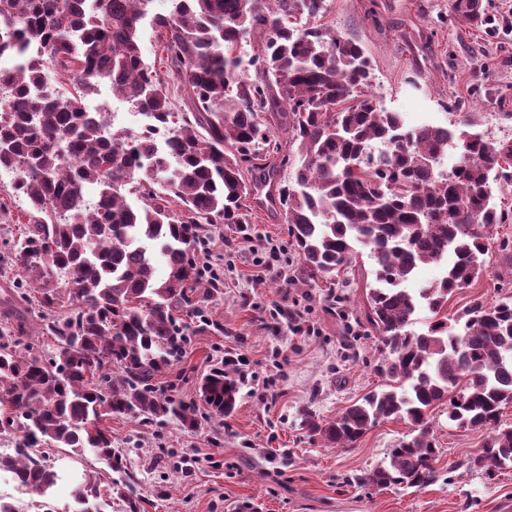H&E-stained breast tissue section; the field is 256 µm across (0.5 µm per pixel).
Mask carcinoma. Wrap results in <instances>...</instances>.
Returning a JSON list of instances; mask_svg holds the SVG:
<instances>
[{
  "label": "carcinoma",
  "instance_id": "1",
  "mask_svg": "<svg viewBox=\"0 0 512 512\" xmlns=\"http://www.w3.org/2000/svg\"><path fill=\"white\" fill-rule=\"evenodd\" d=\"M152 2L0 0V60L12 61L0 66V169L16 174L13 188L32 210L13 251L0 255L19 271L5 296L53 339L48 354L28 322L0 324V434L15 438L0 471L46 497L58 473L36 447L90 448L117 474L109 490L125 512H141L108 421L198 428L195 406L154 380L188 344L178 313L219 327L208 307L221 288L202 280L201 229L250 224L267 204L284 215L301 280L339 275L358 246L375 264L365 318L388 384L332 420L304 413L302 428L353 448L381 422L407 423L388 460L357 481L419 488L435 476L434 413L446 405L448 421L490 430L467 466L490 479L500 462L512 466V428L499 425L512 406V299L448 316L452 296L486 269L490 229L509 219L493 199L512 184V139L405 127L370 96L361 45L320 22L326 0H170L169 13L154 15ZM448 12L463 27L487 21L482 0H448ZM146 24L164 73L143 58ZM248 38L256 49L245 59ZM49 71L70 85L49 88ZM171 76L186 100L181 114L165 88ZM103 82L143 115L141 129L90 110ZM274 123L300 158L286 181ZM451 142L459 161L445 174ZM443 259L439 281L417 294L405 287L419 266ZM422 310L417 333L410 326ZM242 383L220 364L198 395L222 419ZM83 486L76 512H102L90 503L101 497L97 472Z\"/></svg>",
  "mask_w": 512,
  "mask_h": 512
}]
</instances>
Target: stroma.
Returning <instances> with one entry per match:
<instances>
[{"mask_svg": "<svg viewBox=\"0 0 512 512\" xmlns=\"http://www.w3.org/2000/svg\"><path fill=\"white\" fill-rule=\"evenodd\" d=\"M483 4L490 22L479 29L460 27L448 0H327L323 21L363 47L377 101L407 126L465 123L488 138L512 139V0ZM28 210L11 178L0 179V253L29 223ZM205 234L224 267V294L211 305L221 326L201 329L188 320L190 345L157 383L196 400L201 377L228 353L246 360L248 378L231 416L218 420L199 407L193 433L173 422L147 428L130 417L112 420L113 444L127 454L143 512H240L245 503L252 512H512V469L490 479L466 466L487 430L450 425L445 409L435 413L437 472L420 488L357 481L407 434L405 423L379 424L347 449L325 447L303 430L302 410L331 419L384 384L375 370L378 337L364 320L375 269L367 252L353 258L345 285L305 283L295 278L299 259L277 209L257 211L246 227L216 224ZM493 239L487 272L449 300V312L512 295V248L498 246L512 240V223L496 225ZM267 241L282 252L262 274L257 249ZM279 304L307 308L313 333L297 334L286 320L271 319ZM275 350L288 357L284 369L272 363ZM49 454L63 480L48 497L0 474V498L16 512H75L79 476L112 475L91 450Z\"/></svg>", "mask_w": 512, "mask_h": 512, "instance_id": "1", "label": "stroma"}]
</instances>
